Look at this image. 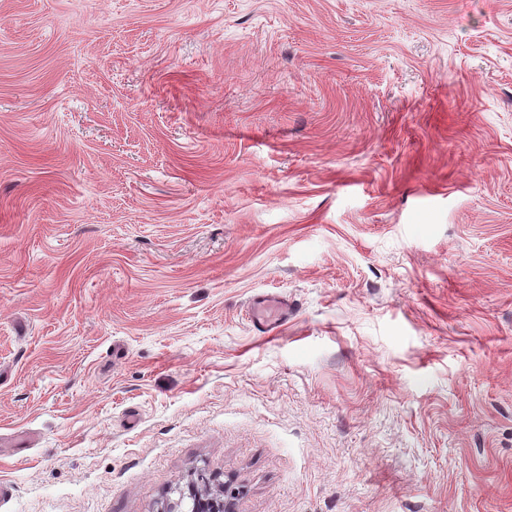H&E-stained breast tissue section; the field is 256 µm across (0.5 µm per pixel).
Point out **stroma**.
<instances>
[{
    "label": "stroma",
    "instance_id": "1",
    "mask_svg": "<svg viewBox=\"0 0 512 512\" xmlns=\"http://www.w3.org/2000/svg\"><path fill=\"white\" fill-rule=\"evenodd\" d=\"M201 476L512 512V0H0V512ZM288 301L276 295H260L254 298L251 322L257 331L267 333L276 324L287 320Z\"/></svg>",
    "mask_w": 512,
    "mask_h": 512
}]
</instances>
